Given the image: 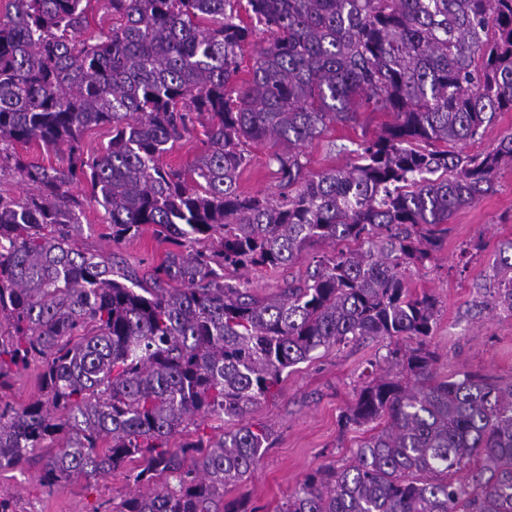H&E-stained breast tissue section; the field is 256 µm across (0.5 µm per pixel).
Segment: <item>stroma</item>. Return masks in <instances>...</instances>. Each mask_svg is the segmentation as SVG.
<instances>
[{
    "instance_id": "35a3bbf8",
    "label": "stroma",
    "mask_w": 512,
    "mask_h": 512,
    "mask_svg": "<svg viewBox=\"0 0 512 512\" xmlns=\"http://www.w3.org/2000/svg\"><path fill=\"white\" fill-rule=\"evenodd\" d=\"M393 120L390 114L364 112L358 123L330 125L320 139L302 148L309 169L316 172L355 162L359 144ZM274 150L270 141L248 145L250 161L239 179L245 194L279 192L277 166L269 161ZM73 192L85 201L81 216L85 248L113 250L126 265L142 272L163 260L170 246L152 228L113 244L106 236L104 211L89 202L87 187L75 186ZM510 241L512 167L506 165L491 191L446 224L441 248L433 258L409 268L411 288L437 300V322L428 348L435 355L439 375L468 371L502 385L512 383V317L486 306L497 286L493 258ZM328 251V246L314 243L292 264L274 271L248 269L244 276L255 295L265 297L285 283L305 280L316 258ZM389 348V342L362 338L319 349L311 360L295 366L275 395L247 415V422L271 429L272 437L257 468L225 489V501L277 512L307 474L325 465L349 463L360 440L377 432L379 426L373 423L345 432L340 416L364 386L389 371L385 360ZM134 490L125 469L92 481L76 479L54 489L41 484L35 465L0 470V499L10 500L14 512H113Z\"/></svg>"
}]
</instances>
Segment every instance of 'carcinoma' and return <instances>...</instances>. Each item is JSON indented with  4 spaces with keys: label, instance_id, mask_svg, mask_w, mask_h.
Segmentation results:
<instances>
[{
    "label": "carcinoma",
    "instance_id": "cac0c4a2",
    "mask_svg": "<svg viewBox=\"0 0 512 512\" xmlns=\"http://www.w3.org/2000/svg\"><path fill=\"white\" fill-rule=\"evenodd\" d=\"M94 1L116 24L83 38ZM236 2L8 0L0 15V172L35 186L0 193V469L37 458L42 484L61 488L132 464L153 488L116 512H250L224 486L265 451L269 429L245 418L284 372L320 348L409 338L387 356L398 372L340 417L344 431L384 426L278 512H512V384L437 376L436 301L406 276L512 164V134L457 149L512 111V0H247L271 41L233 99L254 32ZM358 98L393 122L358 163L309 171L301 147ZM204 115V150L163 165ZM100 125L112 138L86 156L83 134ZM267 140L283 146L270 158L283 191L245 195L244 145ZM32 141L66 166L5 152ZM81 184L112 243L151 226L175 250L142 275L83 249ZM344 241L357 249L265 298L238 276ZM493 268L489 305L512 316V242ZM35 360L41 396L16 408L5 390ZM212 419L238 427L209 433Z\"/></svg>",
    "mask_w": 512,
    "mask_h": 512
}]
</instances>
